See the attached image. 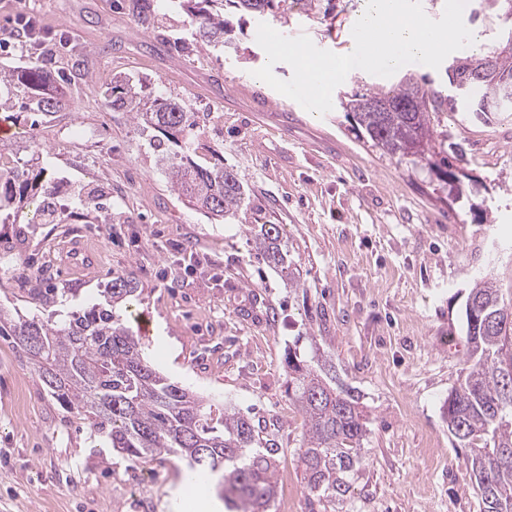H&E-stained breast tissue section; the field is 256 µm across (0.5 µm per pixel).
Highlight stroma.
Segmentation results:
<instances>
[{
	"mask_svg": "<svg viewBox=\"0 0 512 512\" xmlns=\"http://www.w3.org/2000/svg\"><path fill=\"white\" fill-rule=\"evenodd\" d=\"M136 6L0 0V66L28 61L16 33L36 23L66 100L64 112L37 125L22 113L7 138L10 156L29 159L26 131L36 128L59 221L14 214L0 222V252L13 258L0 268V308L35 313L14 294L39 276L66 289L70 307L95 302L112 276L133 274L156 368L255 416L299 489L295 512H480L442 404L466 353L471 284L489 273L512 277V245L501 239L512 227V115L476 118L445 69L406 65L455 105L440 124L465 149L451 184L358 137L344 103L385 78L351 76L319 117L254 76L267 62L259 23L339 54L365 0H319L307 12L295 6L261 19L225 8L232 43L222 50L200 48L179 0H154L149 29ZM116 76L199 112L198 162L223 155L247 190L250 222L284 225L292 277L258 259L237 221L182 204L149 134L106 106ZM91 190L111 217L78 205ZM76 245L95 255L94 268L70 261ZM292 345L330 355L369 415L363 462L334 506L311 505L301 488L302 418L285 365ZM153 465L162 480L98 447L30 371L14 337L0 336V512H174L184 465L169 456Z\"/></svg>",
	"mask_w": 512,
	"mask_h": 512,
	"instance_id": "obj_1",
	"label": "stroma"
}]
</instances>
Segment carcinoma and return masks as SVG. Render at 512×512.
Masks as SVG:
<instances>
[{
	"mask_svg": "<svg viewBox=\"0 0 512 512\" xmlns=\"http://www.w3.org/2000/svg\"><path fill=\"white\" fill-rule=\"evenodd\" d=\"M196 42L222 48L224 5L263 16L288 0H181ZM491 80L512 85V52L493 54ZM485 54L466 51L452 60L448 83L454 85ZM48 74L39 59L18 68L0 69V110L50 116L61 111V100L43 92ZM462 94L472 99L475 116L491 111L485 86L470 84ZM369 100L390 101L387 112L366 108L354 119L371 146L392 158H407L431 169L463 159L461 143L435 122L446 99L406 77L388 89L354 94L351 105ZM107 105L128 116L135 126L156 132L152 147L164 163L170 188L195 210L219 218L240 219L245 189L238 174L224 167V157L203 165L196 162L191 135L194 112L186 104L148 92L125 77L112 82ZM42 154L34 142V157L0 164V212H15L31 201L51 208L54 182L45 169H34ZM257 255L268 266L288 271V249L281 224H248ZM57 288H26L39 314L13 318L0 309V333L15 337L32 372L64 408L82 416L93 438L106 439L112 450L148 463L161 455L181 458L188 473L218 477L224 505L234 512H267L278 493L275 478L278 448L262 438L251 418L230 402H215L178 385L152 364L142 338L129 326L142 291L129 274L112 277L101 290L102 300L60 309ZM468 353L458 384L444 399L442 411L454 446L465 449L466 474L481 499V512H512V282L493 274L474 281L463 309ZM288 398L303 419L297 449L308 495L320 503L347 498L351 475L362 463V445L369 418L352 389L336 385L331 360L288 349Z\"/></svg>",
	"mask_w": 512,
	"mask_h": 512,
	"instance_id": "1",
	"label": "carcinoma"
}]
</instances>
